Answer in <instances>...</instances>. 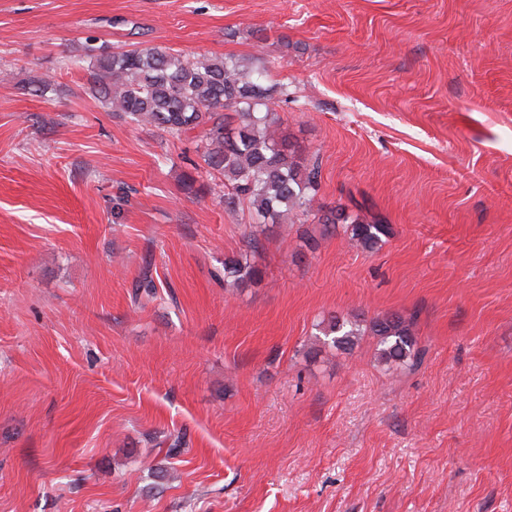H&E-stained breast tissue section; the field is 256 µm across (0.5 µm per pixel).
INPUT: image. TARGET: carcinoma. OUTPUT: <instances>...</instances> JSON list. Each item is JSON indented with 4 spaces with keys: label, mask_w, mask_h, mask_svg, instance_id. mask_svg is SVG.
Wrapping results in <instances>:
<instances>
[{
    "label": "carcinoma",
    "mask_w": 512,
    "mask_h": 512,
    "mask_svg": "<svg viewBox=\"0 0 512 512\" xmlns=\"http://www.w3.org/2000/svg\"><path fill=\"white\" fill-rule=\"evenodd\" d=\"M91 70V96L137 126H151L173 137L199 131L201 158L224 177V206L247 205L257 220L304 224L320 190L317 164L307 165L281 129L275 107L288 102V87L267 81L278 63L261 51L245 66L233 56H187L151 46L105 51L87 39L83 47ZM324 232L344 228L347 244L372 251L389 227L366 214L339 206L317 209ZM248 250L224 259V281L241 286L256 281L259 248L248 238ZM157 297L151 262H145L133 296L149 302ZM323 344L349 351L360 336L379 339L378 360L388 368L414 365L419 350L411 323L399 314L377 317L368 327L358 320L332 316L318 324Z\"/></svg>",
    "instance_id": "cac0c4a2"
}]
</instances>
